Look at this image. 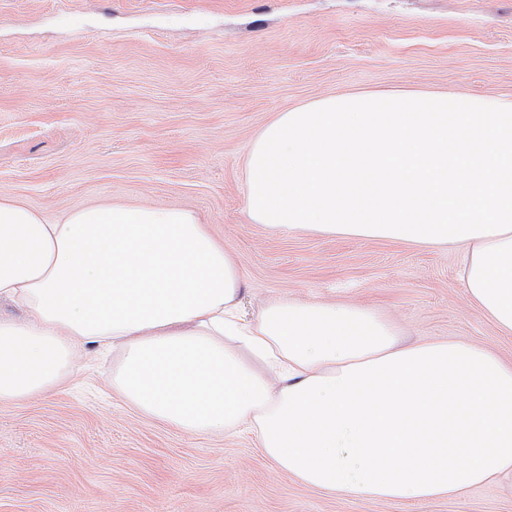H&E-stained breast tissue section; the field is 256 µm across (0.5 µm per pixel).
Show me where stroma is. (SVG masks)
Instances as JSON below:
<instances>
[{
	"label": "stroma",
	"instance_id": "obj_1",
	"mask_svg": "<svg viewBox=\"0 0 512 512\" xmlns=\"http://www.w3.org/2000/svg\"><path fill=\"white\" fill-rule=\"evenodd\" d=\"M0 0V196L47 222L93 205L189 208L232 253L250 313L347 302L405 339L512 359L459 252L274 232L246 212L245 158L278 113L328 96H512V0ZM54 390L0 401V512H512L489 484L417 504L336 497L252 439L195 435L112 392L78 353Z\"/></svg>",
	"mask_w": 512,
	"mask_h": 512
}]
</instances>
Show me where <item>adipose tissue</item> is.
Instances as JSON below:
<instances>
[{
    "mask_svg": "<svg viewBox=\"0 0 512 512\" xmlns=\"http://www.w3.org/2000/svg\"><path fill=\"white\" fill-rule=\"evenodd\" d=\"M249 218L461 248L471 301L512 334V99L326 97L279 113L246 159ZM191 209L93 206L45 223L0 199V400L112 347V390L192 434L250 433L303 485L424 502L512 483V361L407 344L369 309L270 300Z\"/></svg>",
    "mask_w": 512,
    "mask_h": 512,
    "instance_id": "adipose-tissue-1",
    "label": "adipose tissue"
}]
</instances>
